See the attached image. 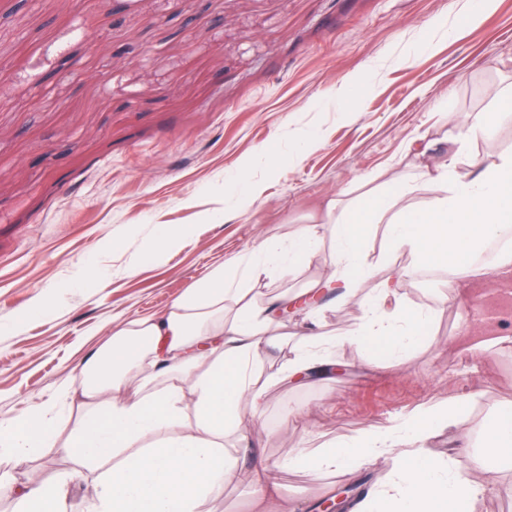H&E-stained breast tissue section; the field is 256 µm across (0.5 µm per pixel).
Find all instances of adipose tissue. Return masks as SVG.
Wrapping results in <instances>:
<instances>
[{"mask_svg":"<svg viewBox=\"0 0 512 512\" xmlns=\"http://www.w3.org/2000/svg\"><path fill=\"white\" fill-rule=\"evenodd\" d=\"M420 180L443 192L424 210L404 206L414 187L403 180L357 212L328 199L315 223L300 225L289 243V267L311 261L325 228L336 243L333 264L349 273L350 284H358L372 269L361 248L365 230L385 222L392 244L409 246L424 262L447 264L459 284H466L474 255L490 239L512 234V153L498 155L475 173L451 165L421 172ZM277 258L276 251L259 246L247 260L212 269L163 314L118 324L103 353L107 373L91 358L78 384L63 386V397L79 394L89 404L63 445L77 467L94 474L87 512H202L203 503L223 489L225 474L238 464L226 451L224 436L241 429L243 397L255 401L261 395L251 368L263 356L264 330L280 305L314 301L305 291L242 302L240 283ZM228 301L238 306L229 320ZM424 323L417 311L372 306L367 324L353 330L351 339L363 347L381 346L394 358L406 341L419 337ZM458 412L455 405H434L387 431L318 453L297 452L293 463L319 471L388 456L393 476L370 512H470L484 485L427 448L432 433ZM188 419L192 432L177 433ZM54 442L45 413L0 424L1 458L29 461ZM480 456L486 467L512 470L511 406L489 417ZM21 503L23 512H70L64 485L34 476Z\"/></svg>","mask_w":512,"mask_h":512,"instance_id":"ef3b65f1","label":"adipose tissue"}]
</instances>
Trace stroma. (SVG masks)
Listing matches in <instances>:
<instances>
[{
	"mask_svg": "<svg viewBox=\"0 0 512 512\" xmlns=\"http://www.w3.org/2000/svg\"><path fill=\"white\" fill-rule=\"evenodd\" d=\"M138 0L111 25L110 0H27L0 5V423L57 406L65 440L84 400H62L115 322L164 310L210 270L260 243L287 251L319 205L363 207L395 177L417 180L458 153L471 160L512 152V112L490 136L456 134L473 112H493L492 90L512 93V0ZM362 90L349 110L346 87ZM181 229L154 255L159 226ZM362 249L373 275L347 291L333 276L334 242L310 264L273 262L244 286L294 293L332 280L318 310L279 317L252 370L264 391L243 404L244 434L276 469L280 499L315 512L349 488L362 512L390 464L311 472L291 464L300 449L350 443L424 406L460 402L438 428L434 456L472 469L484 424L512 406V317L490 301L488 277L466 301L437 266L389 243L371 225ZM424 312L417 344L399 360L346 342L365 320L373 290ZM45 314L24 318L35 298ZM498 336L481 352L462 343ZM333 339L327 363L340 375L277 382L306 332ZM59 448L25 464L0 460V479L29 471L66 486L72 506L88 474ZM251 474L230 471L205 512H251Z\"/></svg>",
	"mask_w": 512,
	"mask_h": 512,
	"instance_id": "1",
	"label": "stroma"
}]
</instances>
